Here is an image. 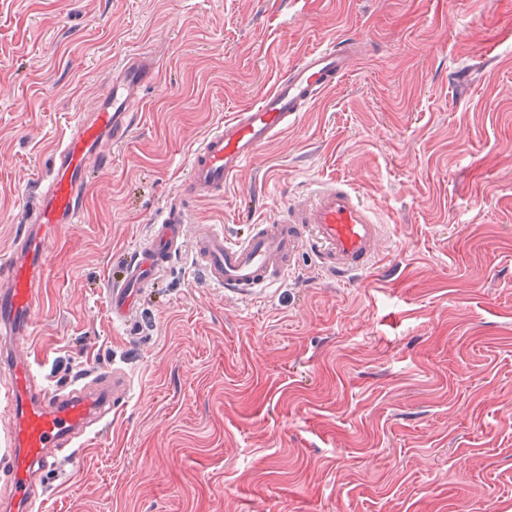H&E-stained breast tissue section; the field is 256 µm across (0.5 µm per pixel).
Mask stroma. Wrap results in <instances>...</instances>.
Returning a JSON list of instances; mask_svg holds the SVG:
<instances>
[{"label": "stroma", "mask_w": 512, "mask_h": 512, "mask_svg": "<svg viewBox=\"0 0 512 512\" xmlns=\"http://www.w3.org/2000/svg\"><path fill=\"white\" fill-rule=\"evenodd\" d=\"M352 71L222 199L237 239L346 180L388 235L366 272L311 252L251 301L190 254L113 323L111 264L177 198L193 150L289 62L344 36ZM160 78L47 243L38 371L130 380L48 473L44 512H512V0H0V251L124 54Z\"/></svg>", "instance_id": "1"}]
</instances>
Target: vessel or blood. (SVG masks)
I'll return each instance as SVG.
<instances>
[{
	"label": "vessel or blood",
	"mask_w": 512,
	"mask_h": 512,
	"mask_svg": "<svg viewBox=\"0 0 512 512\" xmlns=\"http://www.w3.org/2000/svg\"><path fill=\"white\" fill-rule=\"evenodd\" d=\"M357 42L333 41L288 65L257 103L218 123L193 151L189 173L164 219L145 242L123 258L106 293L113 321H127L142 293L173 256L190 249L208 282L248 300L288 276L302 248L327 272L368 270L385 232L372 208L342 179L317 185L269 224L255 225L241 240L211 224H192L179 200L213 199L258 151L350 73ZM159 62L147 52L123 56L112 68L109 90L92 114L78 115L53 158L48 184L39 186L25 211L11 252L0 263V405L14 422L9 447L0 452V512H42L45 473L58 454L109 420L126 395L123 377L93 370L79 383L52 386L35 372L36 352L25 341L47 282V241L62 224L76 223L95 167L109 165L113 146L124 143L134 122L140 88L156 82Z\"/></svg>",
	"instance_id": "obj_1"
}]
</instances>
